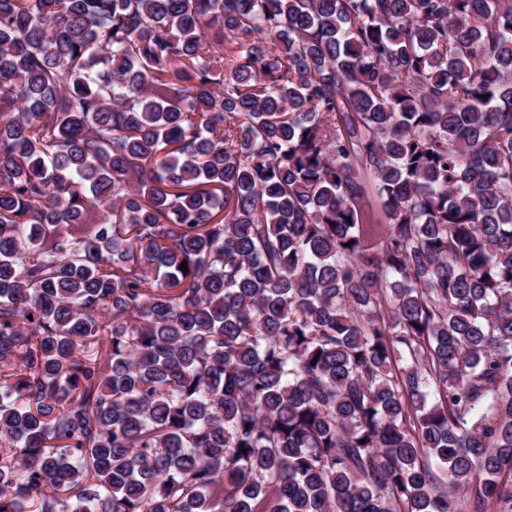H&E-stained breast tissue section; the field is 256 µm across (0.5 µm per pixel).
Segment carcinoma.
I'll list each match as a JSON object with an SVG mask.
<instances>
[{"mask_svg": "<svg viewBox=\"0 0 512 512\" xmlns=\"http://www.w3.org/2000/svg\"><path fill=\"white\" fill-rule=\"evenodd\" d=\"M490 507L512 0H0V512ZM365 178L370 188L367 203L364 206L365 224H367L370 233L377 235L383 230L385 224H387V220L381 201L374 191L372 180L368 176Z\"/></svg>", "mask_w": 512, "mask_h": 512, "instance_id": "1", "label": "carcinoma"}]
</instances>
